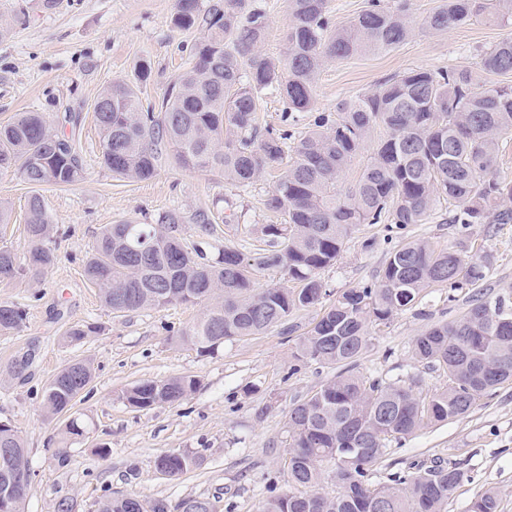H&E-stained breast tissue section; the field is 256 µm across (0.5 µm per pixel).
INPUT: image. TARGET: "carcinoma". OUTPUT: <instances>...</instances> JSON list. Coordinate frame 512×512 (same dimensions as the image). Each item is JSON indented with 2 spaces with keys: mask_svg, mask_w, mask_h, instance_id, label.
<instances>
[{
  "mask_svg": "<svg viewBox=\"0 0 512 512\" xmlns=\"http://www.w3.org/2000/svg\"><path fill=\"white\" fill-rule=\"evenodd\" d=\"M286 51L275 60L259 50L267 29L266 12L253 0H175V28L200 29L183 68L167 83L161 101L145 111L137 87L114 80L99 94L94 116L100 162L122 179L153 178L162 160L173 159L197 172L248 187L262 174L291 162L264 199L282 224H265L266 248L248 257L226 245L214 258L191 251L185 225L214 233L212 218L199 210L158 215L154 224H107L84 260V276L98 288L114 313L161 309L174 303L202 306L180 340L202 354L224 342L256 336L284 324L294 312L321 303L326 290L319 277L333 265L360 224H384L401 235L448 203L442 224L512 223V182L493 167L501 137L512 134V84L489 81L512 72V38L480 55V75L448 70L411 69L372 90L346 99L334 112H320L313 127L292 139L286 129L262 131L256 124L261 94L275 87L289 112H311L317 81L328 59H349L396 48L413 33L410 6L398 0L368 6L348 25L335 27L326 0H288ZM512 21V0H440L424 19L433 32L466 25L478 17ZM384 128L373 157L355 187L338 188L340 174L364 149L372 132ZM0 172H13L27 184L69 186L84 166L75 142L39 112H20L0 124ZM24 257L0 247V282L38 281L55 263L45 247L51 224L44 199L28 197ZM495 257L479 254L469 265L428 239L396 246L376 279L336 297L301 337L296 358L338 367L336 375L288 413L290 437L286 469L292 491L269 496L262 512H448V498L462 480L455 466L437 463L396 475L387 484L372 482L373 467L420 429L462 416L497 386L512 379V302L474 291L459 316L438 322L416 336L412 357L442 369L448 383L422 394L416 380L388 384L354 372L367 348L366 325L385 322L413 309L434 286L456 292L485 279ZM280 271L294 288L256 286L260 271ZM25 310L0 304V336L17 330ZM98 327L74 324L64 341L78 346ZM93 380L89 358L66 364L47 383L42 408L50 418L66 417L56 454L68 462L66 448L88 434V422L71 413L77 395ZM199 385L193 375L144 380L122 391L129 406L145 410L179 402ZM0 448H15L11 467H30L17 432L0 423ZM197 452L160 454L170 477L200 467ZM336 480V494L319 491L325 470ZM163 499L109 495L99 512H179ZM468 512H499V498L488 488Z\"/></svg>",
  "mask_w": 512,
  "mask_h": 512,
  "instance_id": "1",
  "label": "carcinoma"
}]
</instances>
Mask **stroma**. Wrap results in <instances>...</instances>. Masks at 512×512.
<instances>
[{"label":"stroma","mask_w":512,"mask_h":512,"mask_svg":"<svg viewBox=\"0 0 512 512\" xmlns=\"http://www.w3.org/2000/svg\"><path fill=\"white\" fill-rule=\"evenodd\" d=\"M267 14L263 52L278 57L288 25L286 0H255ZM439 0H413L412 37L397 48L349 60L326 61L316 88V107L335 111L339 101L373 89L383 80L416 68L477 71L479 53L505 36L512 24L477 20L444 32L422 30L420 23ZM174 0H59L55 9L42 0H0V20L12 30L0 38V122L16 113H43L58 123L64 113H81L79 139L84 175L77 183L40 189L54 224L50 248L54 267L37 283L16 280L0 285V303L26 311L19 331L0 336V421L10 423L28 452L32 480L23 512H54L69 500L73 512H98L103 496L113 493L163 498L218 499L221 512H260L269 493L287 492L284 460L289 445L290 408L335 375L332 367L304 364L294 357L301 336L344 290L371 282L395 245L384 225L363 224L352 233L336 263L321 272L326 289L322 304L290 317L293 331L275 327L261 335L225 342L214 355L180 343L178 334L199 316V306L174 304L135 313H113L90 288L82 261L102 227L125 220L153 223L159 213L204 209L216 225L205 236L187 225L185 236L208 256L224 245L263 244L261 228L276 223L263 201L273 185L260 177L242 190L222 178L167 162L146 181L118 179L99 162L100 144L93 107L112 80H135L141 61L153 68L142 87L143 102L160 100L169 78L186 60L197 31L171 22ZM258 112L263 128L307 132L314 114L287 113L279 91L266 89ZM31 188L17 175L0 174V197L12 206L11 222L0 234V247L24 248L25 204ZM407 239L426 238L456 251L463 262L488 251L496 263L481 283L492 295L512 298V224H457L431 220L412 226ZM461 302L435 288L418 310L386 323H369L370 344L355 370L388 383L418 379L428 393L443 386V371L414 360L412 341L432 323L457 317ZM94 324L101 332L79 346L64 342L72 324ZM93 358L95 376L77 404L92 427L71 445L69 464L59 467L55 452L62 423L41 409L42 390L70 360ZM30 365L21 377L8 372L12 359ZM197 376L200 384L186 399L147 410L128 406L123 390L147 379ZM197 452L204 463L179 478L156 474L155 457L168 452ZM436 458L457 465L463 474L448 501V512H467L471 500L488 488L499 492L500 512H512V383L478 401L448 422L430 425L401 442L377 466L373 483Z\"/></svg>","instance_id":"1"}]
</instances>
